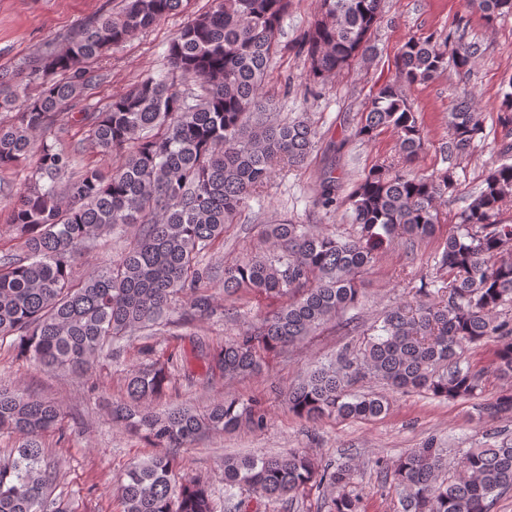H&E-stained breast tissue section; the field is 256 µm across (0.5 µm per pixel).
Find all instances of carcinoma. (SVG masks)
<instances>
[{
	"instance_id": "1",
	"label": "carcinoma",
	"mask_w": 512,
	"mask_h": 512,
	"mask_svg": "<svg viewBox=\"0 0 512 512\" xmlns=\"http://www.w3.org/2000/svg\"><path fill=\"white\" fill-rule=\"evenodd\" d=\"M321 16L306 31L299 51L313 82L323 84L354 60L374 52L373 28L383 0H320ZM294 0H215L170 43L167 71L148 75L112 96L106 112L91 117L89 140L118 157L112 173L87 167L63 179L73 156L34 137L79 99L91 83L82 64L101 56L188 0H123L118 13L85 23L65 47L28 63V75L69 72L70 79L45 84L26 98L18 72H0V110L15 119L0 124V169L35 158L34 176L20 193L8 224L25 238V254L0 249V339L14 337L17 356L45 367L83 371L112 343L136 329H151L170 312L217 313L209 288L220 283L224 298L240 293L279 301L271 316L237 339L203 356L226 379L258 372L270 352L313 335L362 297L361 277L376 252L396 240L412 243L440 233L437 198L454 189L457 160L483 133L481 115L468 98L449 112L448 139L441 143L448 167L429 174L410 170L424 147L417 112L405 86L433 80L453 61L469 69L481 53L476 42L411 38L400 48L396 74L381 84L353 137L371 141L385 130L397 154L371 168L348 195L356 234L339 239L292 220L261 221L262 235L276 251L219 267L202 263L224 228L235 223L249 199L266 185L275 167L304 165L317 132L304 120L267 121L265 81L279 48L282 19ZM488 25L512 14V0H466ZM503 92L499 159L478 194L448 231L434 257L440 287L418 289L412 303L389 309L355 350L319 364L293 387L288 410L313 421L378 418L389 402L351 387L378 380L402 392L448 400L482 393L487 371L462 366L466 347L495 338L494 371L512 377V222L502 218L512 199V77ZM316 205L336 209L335 177L314 189ZM138 226L119 260L77 281L75 259L93 249L102 233ZM164 366L130 371L126 399L112 405L125 422L165 452L133 464L120 487L122 512H214L207 485L178 476L175 450L214 431L243 425L261 428V401L222 398L198 413L175 407L159 415L148 402L166 390ZM482 415L512 416V389L479 404ZM60 406L0 384V429L20 436L17 456L0 463V512H74L49 498L55 470L45 460L42 437L60 432ZM398 497L401 512H490L512 491V439L461 452L450 464L431 442L397 460L374 461ZM357 464L348 458L319 464L290 451L276 457L224 459V496L247 494L292 499L313 487L326 489L328 512H361L352 486Z\"/></svg>"
}]
</instances>
